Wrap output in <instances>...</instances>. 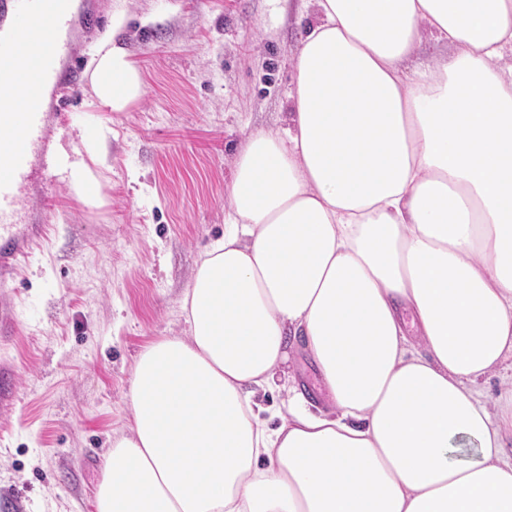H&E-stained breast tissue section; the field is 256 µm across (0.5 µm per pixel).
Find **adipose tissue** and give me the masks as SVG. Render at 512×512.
<instances>
[{
    "label": "adipose tissue",
    "mask_w": 512,
    "mask_h": 512,
    "mask_svg": "<svg viewBox=\"0 0 512 512\" xmlns=\"http://www.w3.org/2000/svg\"><path fill=\"white\" fill-rule=\"evenodd\" d=\"M281 134L237 158L187 330L140 352L96 512H512V0H315ZM446 58L408 72L425 38ZM95 106L144 93L106 35ZM60 151L99 207L105 143ZM304 350L331 411L255 396Z\"/></svg>",
    "instance_id": "ef3b65f1"
}]
</instances>
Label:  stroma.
<instances>
[{
    "label": "stroma",
    "mask_w": 512,
    "mask_h": 512,
    "mask_svg": "<svg viewBox=\"0 0 512 512\" xmlns=\"http://www.w3.org/2000/svg\"><path fill=\"white\" fill-rule=\"evenodd\" d=\"M313 11L310 0H75L66 70L85 73L113 31L144 94L103 112L84 83L67 118L50 120L71 152L108 129L107 203L84 206L44 171L25 196L49 232L10 293L19 333L0 342V359L19 366L15 404L0 412V512H95L134 362L147 343L186 331L180 301L224 235L236 159L252 132L285 127Z\"/></svg>",
    "instance_id": "obj_1"
}]
</instances>
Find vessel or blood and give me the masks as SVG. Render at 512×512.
I'll return each mask as SVG.
<instances>
[{
	"label": "vessel or blood",
	"mask_w": 512,
	"mask_h": 512,
	"mask_svg": "<svg viewBox=\"0 0 512 512\" xmlns=\"http://www.w3.org/2000/svg\"><path fill=\"white\" fill-rule=\"evenodd\" d=\"M0 293L45 225L30 223L23 194L38 170L52 167L47 152L48 113L43 89L55 88L64 108L80 84L64 65L74 55L71 37L74 0H0ZM18 368L0 362V409L11 408Z\"/></svg>",
	"instance_id": "b4317fda"
}]
</instances>
